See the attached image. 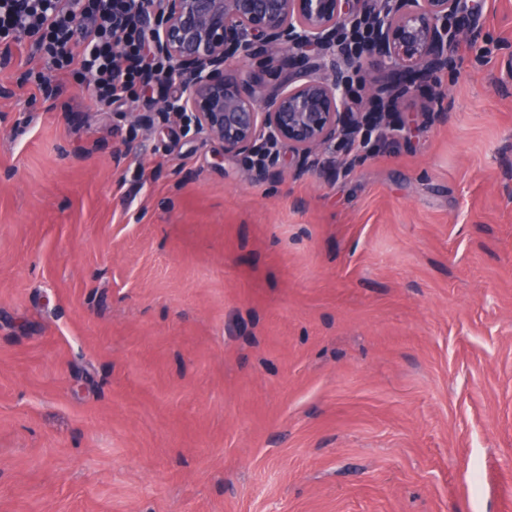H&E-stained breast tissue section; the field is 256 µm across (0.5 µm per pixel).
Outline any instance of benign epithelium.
I'll use <instances>...</instances> for the list:
<instances>
[{
	"label": "benign epithelium",
	"instance_id": "7a95c632",
	"mask_svg": "<svg viewBox=\"0 0 512 512\" xmlns=\"http://www.w3.org/2000/svg\"><path fill=\"white\" fill-rule=\"evenodd\" d=\"M149 35L150 50L170 64L181 93L160 101L159 112L187 115L196 130L219 142L224 155L249 156L285 145L296 157L293 175L314 168L322 146L353 135L365 118L386 116L401 97L425 88L442 116L438 77L456 67L448 47L465 36L448 20L462 0H155L145 11L134 0ZM372 22L360 55L339 48L341 26ZM280 55V82L257 95L259 76L226 75L237 60L268 71ZM388 64L382 79L367 87L365 112H353L345 71L366 59ZM277 153L246 178L281 179Z\"/></svg>",
	"mask_w": 512,
	"mask_h": 512
}]
</instances>
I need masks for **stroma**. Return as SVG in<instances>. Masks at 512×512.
<instances>
[{"instance_id":"stroma-1","label":"stroma","mask_w":512,"mask_h":512,"mask_svg":"<svg viewBox=\"0 0 512 512\" xmlns=\"http://www.w3.org/2000/svg\"><path fill=\"white\" fill-rule=\"evenodd\" d=\"M328 178L159 78L0 46V512H512V0Z\"/></svg>"}]
</instances>
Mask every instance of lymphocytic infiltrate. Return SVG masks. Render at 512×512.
Masks as SVG:
<instances>
[{
    "mask_svg": "<svg viewBox=\"0 0 512 512\" xmlns=\"http://www.w3.org/2000/svg\"><path fill=\"white\" fill-rule=\"evenodd\" d=\"M32 37V56L62 75L91 76L108 104L150 72L146 34L126 0H0V43Z\"/></svg>",
    "mask_w": 512,
    "mask_h": 512,
    "instance_id": "f902f5d3",
    "label": "lymphocytic infiltrate"
}]
</instances>
